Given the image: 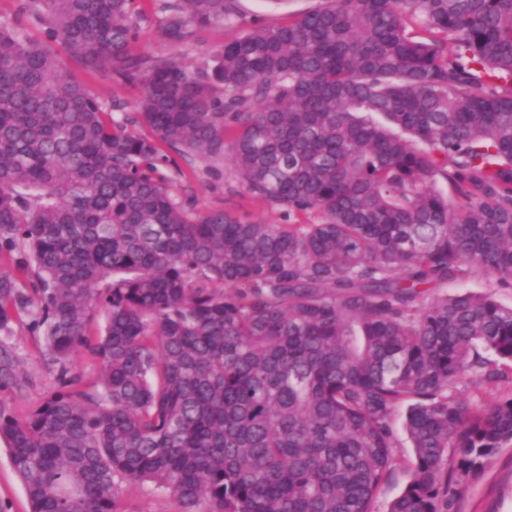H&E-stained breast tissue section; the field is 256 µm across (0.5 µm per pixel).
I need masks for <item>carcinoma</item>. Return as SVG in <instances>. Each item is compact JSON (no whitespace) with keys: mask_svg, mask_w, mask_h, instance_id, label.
<instances>
[{"mask_svg":"<svg viewBox=\"0 0 512 512\" xmlns=\"http://www.w3.org/2000/svg\"><path fill=\"white\" fill-rule=\"evenodd\" d=\"M132 2L20 0L0 24V256L33 286L0 274V333L32 308L59 364L27 416L0 401L30 512H120L118 478L182 512H371L400 406L416 463L389 512H448L512 446V392L454 394L512 384V305L425 302L512 288V0H321L194 69L129 53ZM154 2L176 44L238 19L237 0ZM54 43L141 85L136 112L115 119ZM162 143L229 155L247 191L317 222L192 208ZM492 291L495 298L505 305H512V288H497L491 286L481 277H472L465 281L448 283V285L431 293V296L455 295L459 293H485ZM75 368L82 379V388L85 391L92 392L97 388L100 376V361L85 348H81L76 355Z\"/></svg>","mask_w":512,"mask_h":512,"instance_id":"1","label":"carcinoma"}]
</instances>
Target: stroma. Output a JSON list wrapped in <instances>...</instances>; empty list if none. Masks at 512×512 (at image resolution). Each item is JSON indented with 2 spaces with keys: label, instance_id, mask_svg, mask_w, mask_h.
Wrapping results in <instances>:
<instances>
[{
  "label": "stroma",
  "instance_id": "obj_1",
  "mask_svg": "<svg viewBox=\"0 0 512 512\" xmlns=\"http://www.w3.org/2000/svg\"><path fill=\"white\" fill-rule=\"evenodd\" d=\"M142 13L140 34L130 47L132 55L177 58L192 65L211 56L224 42L243 34L254 22L282 23L317 6L318 0H283L272 5L270 0H239V19L235 26H216L202 33L199 40L175 46L168 42L160 28L159 14L153 0H136ZM59 57L69 75L83 82L104 101L117 100L134 107L142 95L139 85L126 84L109 76L91 73L59 50ZM175 164L165 169L171 194L187 199L196 209L222 208L265 224H305L308 216L288 215L280 205L248 193L240 184L231 160L218 165L217 172L206 169L205 161L196 155L174 153ZM31 312L19 311L13 316L10 336L0 342L16 357V382L0 389V401L12 407L17 416H25L57 388L58 367L46 354L41 337L29 330ZM404 412L396 410L391 418V431L397 441L391 451L389 477L374 497L372 512H388L389 506L406 487L413 475L414 456L403 429ZM121 512H181L178 499L169 491L149 483L121 482ZM24 487L15 473L8 451L0 443V512H28ZM451 512H512V447H506L488 460L482 475L466 482Z\"/></svg>",
  "mask_w": 512,
  "mask_h": 512
}]
</instances>
